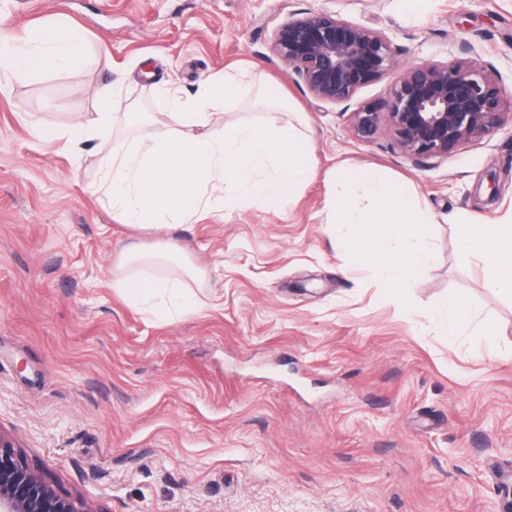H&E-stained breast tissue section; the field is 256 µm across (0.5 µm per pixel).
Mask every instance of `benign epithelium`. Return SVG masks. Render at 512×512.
<instances>
[{
    "label": "benign epithelium",
    "instance_id": "1",
    "mask_svg": "<svg viewBox=\"0 0 512 512\" xmlns=\"http://www.w3.org/2000/svg\"><path fill=\"white\" fill-rule=\"evenodd\" d=\"M274 54L317 100L342 107L350 131L369 141L390 134L407 157L446 158L512 121L499 78L462 59L398 66L383 32L319 10L293 14L273 32ZM389 81L387 95L354 104L359 91ZM0 512H95L64 494L0 431Z\"/></svg>",
    "mask_w": 512,
    "mask_h": 512
}]
</instances>
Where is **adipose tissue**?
I'll list each match as a JSON object with an SVG mask.
<instances>
[{
    "mask_svg": "<svg viewBox=\"0 0 512 512\" xmlns=\"http://www.w3.org/2000/svg\"><path fill=\"white\" fill-rule=\"evenodd\" d=\"M87 55L84 32L57 22L31 33L24 42L0 41V78L48 67L66 71ZM244 76L225 73L209 81L196 96L177 89L159 93L164 107L158 120L169 133L142 139L133 147L114 146L98 160L100 177L94 192L103 193L122 224L159 234L152 246L131 240L119 264L172 265L176 278H116L114 288L132 302L169 320L188 317L193 305L187 280L204 273L185 256L173 232L201 207L224 208L241 198L279 204L289 199L315 169L309 147L293 123L243 122L233 127L214 123L213 112L236 99ZM121 105L111 87L97 92V112L87 125L61 127L42 120L29 123L32 137L45 146L58 141L79 144L107 139ZM336 202L329 220L336 224L338 250L362 269L379 270L389 292L410 288L429 269L433 252L426 226L406 186L375 169L342 172L335 177ZM456 240L467 254L479 258L501 290L512 294V221L467 220L457 224Z\"/></svg>",
    "mask_w": 512,
    "mask_h": 512,
    "instance_id": "adipose-tissue-1",
    "label": "adipose tissue"
}]
</instances>
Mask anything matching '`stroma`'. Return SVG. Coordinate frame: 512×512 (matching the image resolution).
<instances>
[{
    "label": "stroma",
    "instance_id": "1",
    "mask_svg": "<svg viewBox=\"0 0 512 512\" xmlns=\"http://www.w3.org/2000/svg\"><path fill=\"white\" fill-rule=\"evenodd\" d=\"M390 36L401 64L464 58L512 93V0H0V38L66 21L93 60L0 93V431L97 512H512V296L457 246V219L512 217V127L415 163L391 137H354L271 48L317 10ZM252 77L215 119L286 121L255 108L262 81L305 115L316 178L277 206L245 198L175 232L205 273L173 323L112 286L131 231L91 191L100 141L43 147L28 115L90 123L111 85L135 124L165 133L158 92ZM375 168L433 219L435 260L404 298L330 246V173ZM465 300L468 334L428 314ZM498 346L475 353L483 322Z\"/></svg>",
    "mask_w": 512,
    "mask_h": 512
}]
</instances>
